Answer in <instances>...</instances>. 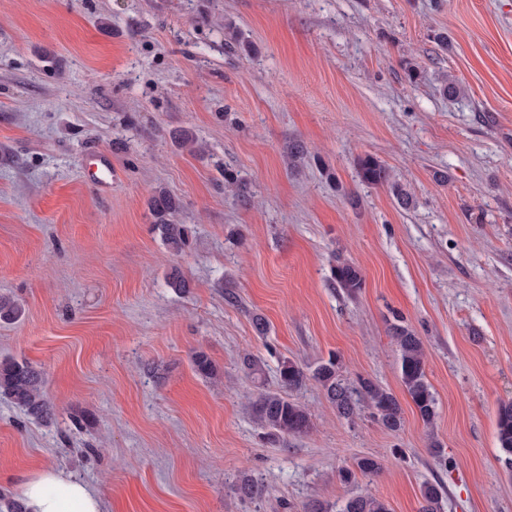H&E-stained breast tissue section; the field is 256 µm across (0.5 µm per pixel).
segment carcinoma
Instances as JSON below:
<instances>
[{
    "label": "carcinoma",
    "instance_id": "cac0c4a2",
    "mask_svg": "<svg viewBox=\"0 0 512 512\" xmlns=\"http://www.w3.org/2000/svg\"><path fill=\"white\" fill-rule=\"evenodd\" d=\"M356 167L362 182L374 186H388L397 201L404 207L412 204L408 190L396 181L391 171L376 158L365 155L356 159ZM224 188L248 201L245 184L231 169L224 168ZM178 204L167 192L160 190L152 198V209L157 216L155 231L172 253L183 252L190 244L191 228L186 224H172L168 215L175 212ZM334 285L347 295L353 296L363 288L360 269L353 263L342 262L332 270ZM22 314V307L0 298V321L13 322ZM389 333L399 350L400 377L404 391L410 398L418 416L429 427L436 415V399L427 380L423 342L415 330L400 317L389 325ZM247 376L253 379L261 391L252 402V409L261 426L272 436L303 435L310 431L311 414L300 403L288 396V392L301 387L309 378L322 388L328 402L337 414L353 420L366 402L372 409L373 418L385 429L396 432L403 426L402 408L397 397L369 378L350 380L342 374L339 360L331 357L310 367H303L291 360H283L279 366V386L276 392L262 389L265 370L260 359L247 354L242 360ZM194 371L204 379L214 380L216 369L209 357L199 352L192 359ZM0 396L8 399L29 418L46 421L51 418V408L45 398L42 373L27 361H0ZM498 448L504 461L512 466V401L503 402L497 410ZM383 464L374 456L355 460L352 467L339 472L342 481L349 482L355 472L373 476L381 472ZM440 488L426 483L421 489L420 512H438ZM343 512H389L388 505L373 496H356L349 499Z\"/></svg>",
    "mask_w": 512,
    "mask_h": 512
}]
</instances>
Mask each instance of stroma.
<instances>
[{
    "mask_svg": "<svg viewBox=\"0 0 512 512\" xmlns=\"http://www.w3.org/2000/svg\"><path fill=\"white\" fill-rule=\"evenodd\" d=\"M94 154L112 161L103 191ZM364 155L410 207L361 182ZM228 167L248 202L225 191ZM160 189L195 229L178 256L153 230ZM340 261L362 271L354 296L331 285ZM174 268L188 292L167 286ZM0 295L24 309L0 323V359L40 369L54 412L0 400L7 497L56 468L106 512H341L365 494L419 512L427 482L441 512H512L496 439L512 401V0H0ZM397 314L424 345L431 429L401 386ZM247 353L269 390L281 360L338 355L404 425L340 418L310 381L291 396L311 431L268 439ZM362 456L382 472L340 481ZM355 164L362 182L374 186L386 185L402 206L408 207L412 204L411 194L394 179L389 168L379 160L365 155L357 157Z\"/></svg>",
    "mask_w": 512,
    "mask_h": 512,
    "instance_id": "stroma-1",
    "label": "stroma"
}]
</instances>
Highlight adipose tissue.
Wrapping results in <instances>:
<instances>
[{"label":"adipose tissue","mask_w":512,"mask_h":512,"mask_svg":"<svg viewBox=\"0 0 512 512\" xmlns=\"http://www.w3.org/2000/svg\"><path fill=\"white\" fill-rule=\"evenodd\" d=\"M25 512H105L88 483L57 469H46L21 487Z\"/></svg>","instance_id":"ef3b65f1"}]
</instances>
